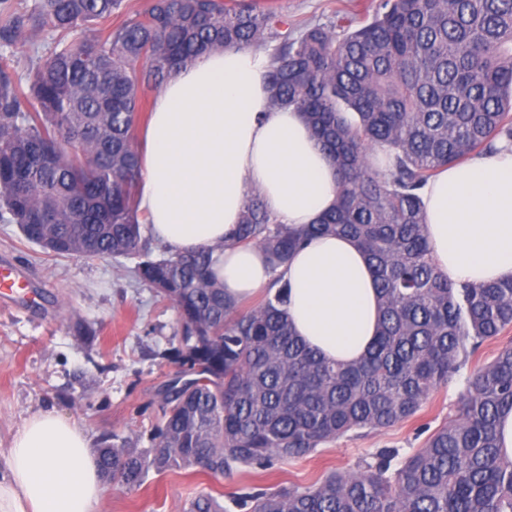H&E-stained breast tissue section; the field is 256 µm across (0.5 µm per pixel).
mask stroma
I'll list each match as a JSON object with an SVG mask.
<instances>
[{
	"mask_svg": "<svg viewBox=\"0 0 512 512\" xmlns=\"http://www.w3.org/2000/svg\"><path fill=\"white\" fill-rule=\"evenodd\" d=\"M378 0H271L289 29L333 20L359 4L361 17ZM31 280L35 298L0 295V448L15 427L42 407L76 420L100 444L117 436L148 448L159 422L157 391L173 377L180 343L176 308L135 274L134 258L55 259L0 221V265ZM464 387L455 378L437 390L413 419L364 437L345 436L316 455L270 472L248 470L214 480L200 471H149L136 489L110 483L100 512H185L196 492L226 493L278 484L304 487L330 471H355L379 448L408 455L454 418Z\"/></svg>",
	"mask_w": 512,
	"mask_h": 512,
	"instance_id": "1",
	"label": "stroma"
}]
</instances>
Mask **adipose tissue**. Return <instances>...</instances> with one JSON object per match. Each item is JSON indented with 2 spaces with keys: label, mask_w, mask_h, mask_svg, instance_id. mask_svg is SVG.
<instances>
[{
  "label": "adipose tissue",
  "mask_w": 512,
  "mask_h": 512,
  "mask_svg": "<svg viewBox=\"0 0 512 512\" xmlns=\"http://www.w3.org/2000/svg\"><path fill=\"white\" fill-rule=\"evenodd\" d=\"M268 60L216 49L168 78L139 141L138 209L173 253L209 249L226 293L246 300L271 284L266 256L229 244L245 201L295 229L334 204L339 173L297 112L268 109ZM437 270L452 282L512 279V142L440 171L422 191ZM297 336L330 361L351 363L377 333L381 297L351 238L319 236L282 268ZM0 469V512H96L104 486L90 440L54 408L12 435Z\"/></svg>",
  "instance_id": "1"
}]
</instances>
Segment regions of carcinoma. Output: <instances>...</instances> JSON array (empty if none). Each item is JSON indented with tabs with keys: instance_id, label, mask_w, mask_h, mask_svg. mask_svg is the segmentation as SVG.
Returning a JSON list of instances; mask_svg holds the SVG:
<instances>
[{
	"instance_id": "carcinoma-1",
	"label": "carcinoma",
	"mask_w": 512,
	"mask_h": 512,
	"mask_svg": "<svg viewBox=\"0 0 512 512\" xmlns=\"http://www.w3.org/2000/svg\"><path fill=\"white\" fill-rule=\"evenodd\" d=\"M121 7L33 0L0 25L5 45L56 36L25 86L0 54V219L51 257L138 258L139 279L178 313L180 375L159 388L153 446L103 443L105 477L131 489L151 469L264 473L393 427L512 327V280L450 283L437 272L420 195L440 169L512 141V0H379L368 21L344 13L297 35L268 0H150L114 28ZM271 44L269 107L305 119L340 186L300 230L251 193L231 244L261 249L275 270L316 235L354 239L382 295L377 336L354 364L295 334L281 277L243 311L212 276V250L155 256L143 237L134 129L148 93L213 48ZM511 408L509 343L470 371L457 416L413 453L379 448L353 473L229 501L238 512H512V459L497 439ZM186 512L227 509L200 491Z\"/></svg>"
}]
</instances>
